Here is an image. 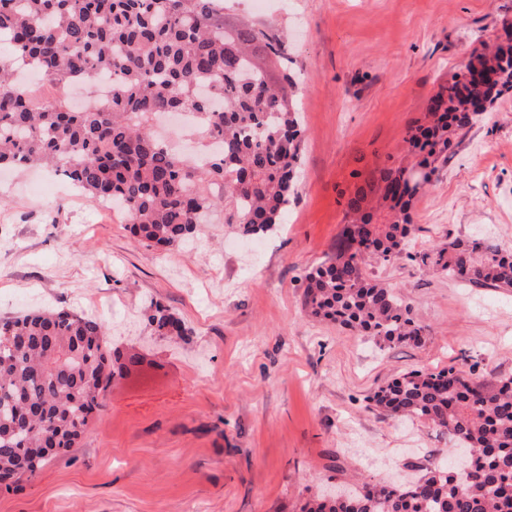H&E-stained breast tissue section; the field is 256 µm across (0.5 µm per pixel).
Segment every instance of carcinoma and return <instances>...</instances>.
<instances>
[{"mask_svg": "<svg viewBox=\"0 0 512 512\" xmlns=\"http://www.w3.org/2000/svg\"><path fill=\"white\" fill-rule=\"evenodd\" d=\"M0 169L41 165L95 200L131 214L130 232L149 247L190 240L204 214L222 204L224 223L260 238L281 223L294 191L305 139L294 100L296 82L283 73L287 40L268 27L224 18V0H0ZM34 66L52 86L74 79L90 87L112 73V93L83 111L59 96L41 109L15 70ZM512 90V45L471 57L428 106L429 125L411 130L421 183L407 188V169H382L371 193L389 204L385 224L364 209L336 253L304 275V306L314 318L364 333L381 347L422 344L427 326L406 298L365 277L375 259L399 260L412 228L409 209L429 184L435 162L471 128L467 100L492 101ZM191 110L203 136L219 146L202 168L154 137L158 114ZM213 182L224 185L214 200ZM423 265L475 288H512V251L484 238L456 241L417 256ZM413 255L409 259L417 258ZM149 323L160 336L182 335L184 323L156 304ZM0 468L21 448L73 447L126 364L110 348L103 323L72 311H31L0 320ZM374 407L424 417L448 431L450 445L471 449L460 474L438 463L406 485L364 482L343 497L306 501L300 512H512V378L488 384L451 365L411 370L379 386Z\"/></svg>", "mask_w": 512, "mask_h": 512, "instance_id": "carcinoma-1", "label": "carcinoma"}]
</instances>
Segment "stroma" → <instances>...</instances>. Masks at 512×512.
<instances>
[{
    "label": "stroma",
    "instance_id": "stroma-1",
    "mask_svg": "<svg viewBox=\"0 0 512 512\" xmlns=\"http://www.w3.org/2000/svg\"><path fill=\"white\" fill-rule=\"evenodd\" d=\"M287 33L305 143L282 224L237 249L223 212L166 263L86 194L40 170L0 181V319L96 306L131 358L67 455L0 488V512H298L308 494L409 482L448 435L369 397L398 374L451 365L512 377V289L474 288L416 254L491 237L512 249V91L466 133L410 209L407 257L370 262L429 327L381 348L309 317L303 271L334 255L347 202L381 167H416L405 139L474 51L512 26V0H224ZM189 329L160 336L152 303Z\"/></svg>",
    "mask_w": 512,
    "mask_h": 512
}]
</instances>
